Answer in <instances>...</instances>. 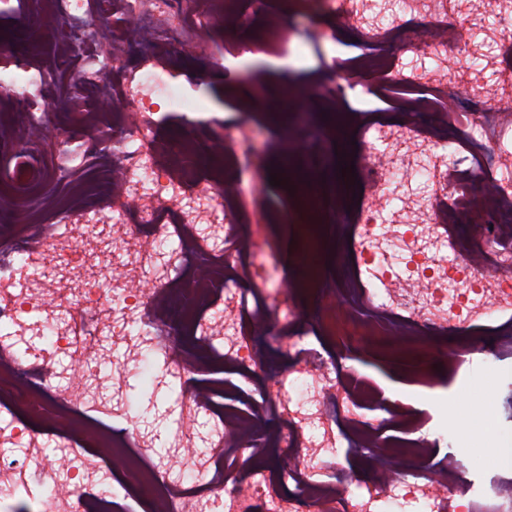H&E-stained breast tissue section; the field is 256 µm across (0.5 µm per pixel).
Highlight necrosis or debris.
<instances>
[{"label":"necrosis or debris","mask_w":512,"mask_h":512,"mask_svg":"<svg viewBox=\"0 0 512 512\" xmlns=\"http://www.w3.org/2000/svg\"><path fill=\"white\" fill-rule=\"evenodd\" d=\"M375 2L314 0V10L326 39L355 29L349 62L395 87L396 112L368 120L339 107L334 81L309 89L333 120L286 113L299 187L287 210L261 190L270 140L258 125L214 130L213 118L190 117L175 82L186 46L209 42L230 17L252 33L242 51L286 52L284 20L265 0H67L96 18L56 39L83 65L72 111H54L41 75L0 83L13 115L0 122L1 151L48 124L100 168L74 204L43 201L49 222L19 223L22 195L0 193L1 494L46 461L51 444L24 424L37 417L64 451L44 512H512L511 478L466 470L451 452L435 458L439 441L411 403L337 373L306 340L350 337L427 387L430 362L455 373L512 347L499 323L512 310V0H385L378 13ZM127 14L139 30L122 26ZM104 57L116 69L90 73ZM106 94L117 109L96 111ZM134 98L131 118L120 107ZM164 108L188 114L179 140L157 132ZM315 125L327 141L356 129L357 180L371 190L363 204L310 147ZM299 216L285 290L266 227ZM253 288L266 300L252 307ZM273 349L289 360L276 375ZM157 351L169 375L199 383L184 388L168 437L117 439L99 423L129 418L130 379ZM225 369L256 387L246 410L218 405ZM343 444L403 471L390 481L375 467L344 490L327 479ZM271 451L295 466L274 471L262 462ZM108 482L109 499L90 498Z\"/></svg>","instance_id":"necrosis-or-debris-1"}]
</instances>
